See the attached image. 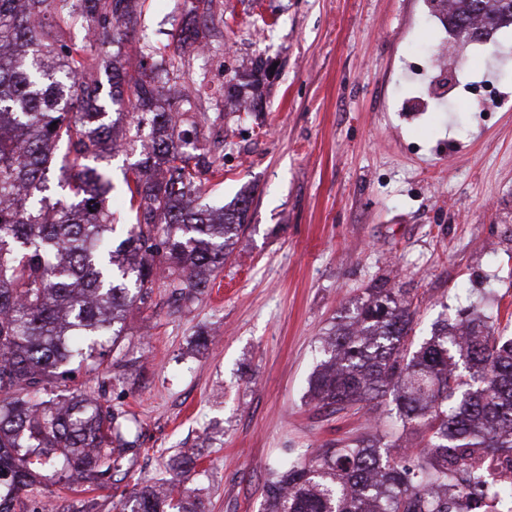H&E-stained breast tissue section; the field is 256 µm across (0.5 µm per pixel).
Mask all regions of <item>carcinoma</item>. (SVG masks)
Instances as JSON below:
<instances>
[{
  "mask_svg": "<svg viewBox=\"0 0 512 512\" xmlns=\"http://www.w3.org/2000/svg\"><path fill=\"white\" fill-rule=\"evenodd\" d=\"M140 0H0V512L45 482L118 484L136 442L127 414L102 394H41L77 369L97 373L105 342L117 344L127 314L152 304L159 281L189 299L224 267L248 219L203 201L202 181L224 168L186 126L196 115L165 110L138 66L112 69L124 108L112 123L99 104L95 51L113 27L134 28ZM450 20L478 34L512 25L505 0H451ZM76 28L96 37L74 42ZM130 119L149 143L124 177L133 222L114 240L111 124ZM415 310L400 291L370 288L343 307L321 338L309 381L331 414L390 395L397 417L423 430L401 461L398 445L368 433L338 448L282 462L265 485L264 512H474L491 493L512 495V337L475 309L450 318L414 349ZM195 466L173 459L165 489L120 494V512H204L175 491Z\"/></svg>",
  "mask_w": 512,
  "mask_h": 512,
  "instance_id": "obj_1",
  "label": "carcinoma"
}]
</instances>
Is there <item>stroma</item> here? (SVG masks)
Returning a JSON list of instances; mask_svg holds the SVG:
<instances>
[{
  "label": "stroma",
  "instance_id": "35a3bbf8",
  "mask_svg": "<svg viewBox=\"0 0 512 512\" xmlns=\"http://www.w3.org/2000/svg\"><path fill=\"white\" fill-rule=\"evenodd\" d=\"M145 0L115 48L122 63L143 39L175 44L194 22L206 52L180 71L155 57L173 107L192 101L195 133L224 166L208 200L250 197L248 226L209 288L189 301L156 284L132 311L106 373L112 408L135 415L140 448L121 482H154L171 456L197 453L184 482L206 512H263L264 486L288 458L377 427L417 446L391 397L331 414L307 398L320 339L369 288H396L416 311V339L478 306L512 317V68L487 106L438 108L409 121L412 54L438 41L423 0ZM275 69L253 86L254 60ZM50 512H117L111 490H43Z\"/></svg>",
  "mask_w": 512,
  "mask_h": 512
}]
</instances>
